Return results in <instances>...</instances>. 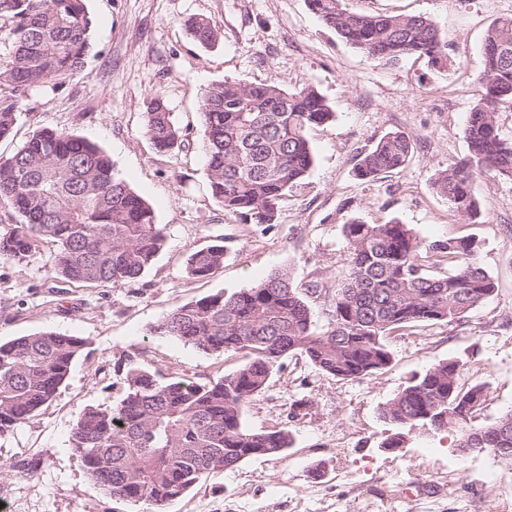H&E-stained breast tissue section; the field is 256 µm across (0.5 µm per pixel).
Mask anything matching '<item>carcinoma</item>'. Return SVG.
Instances as JSON below:
<instances>
[{"label":"carcinoma","mask_w":512,"mask_h":512,"mask_svg":"<svg viewBox=\"0 0 512 512\" xmlns=\"http://www.w3.org/2000/svg\"><path fill=\"white\" fill-rule=\"evenodd\" d=\"M322 24L367 56L397 63L425 57L442 63L445 48L434 21L421 15L362 14L342 0H307ZM196 41L209 45L218 31L206 19H190ZM93 20L85 0H0V35L9 46L0 59V141L12 136L16 107L39 84H62L80 70L91 48ZM479 81L484 97L465 129L468 154L437 172L436 192L457 213L474 218L479 205L473 177L512 176V141L501 137L496 114L512 106V17L497 19L483 42ZM333 117L311 87L289 92L275 82L209 87L201 102L200 132L212 197L224 211L266 229L288 193L314 163L308 131ZM146 134L160 152L185 146L162 96L146 116ZM413 142L402 131L383 135L358 155L363 180L400 171ZM22 222L0 236V253L20 260L40 245L56 247L52 272L68 282L121 286L140 277L166 247V227L153 209L114 171L97 144L64 130L32 133L12 154L0 156V201ZM348 274L332 299L324 332L294 287L288 270L231 294L218 292L171 311L155 328L208 354L243 353L234 372L209 382L163 378L132 366L124 397L108 407H89L77 417L71 445L90 478L114 497L167 512L168 506L212 473L290 447L285 428L254 431L245 407L268 386L290 355L341 380L359 379L389 367L385 338L417 325L458 323L495 291V282L474 258L468 237L431 247L429 263L406 224L391 221L344 225ZM224 246L190 251L187 274L206 278L222 267ZM447 264L452 270L437 274ZM86 341L45 329L0 343V433L12 431L49 402L68 377ZM463 368L444 361L408 384L381 409L396 432L384 447L401 448L416 426L452 429L457 448L493 453L512 462V412L477 426L485 387L461 383Z\"/></svg>","instance_id":"obj_1"}]
</instances>
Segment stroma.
I'll return each instance as SVG.
<instances>
[{"instance_id":"stroma-1","label":"stroma","mask_w":512,"mask_h":512,"mask_svg":"<svg viewBox=\"0 0 512 512\" xmlns=\"http://www.w3.org/2000/svg\"><path fill=\"white\" fill-rule=\"evenodd\" d=\"M357 13L423 15L437 25L447 61L385 63L326 28L307 0H87L93 47L65 83L32 88L18 108L10 154L33 131L63 129L103 148L115 169L152 206L168 238L138 279L121 286L50 277L55 248L19 260L0 254V341L54 329L86 346L50 402L0 435V512H142L95 484L71 447L79 413L124 393L129 366L201 382L236 370L244 354H207L155 333L173 309L231 293L288 270L327 330L330 301L348 272L345 224L409 225L423 248L452 237L476 242L475 258L496 284L457 324L400 330L387 338V370L357 380L328 375L289 356L244 410L256 431L283 427L293 444L204 478L169 512H512V464L457 449L454 432L418 428L403 448L385 450L393 428L380 410L409 379L441 361L463 365L464 383L483 384L476 421L512 411V179L476 177L477 219L453 211L432 186L435 172L467 151L465 127L481 99L482 44L489 26L512 16V0H344ZM209 20L212 47L184 22ZM315 88L334 117L308 132L315 162L264 230L224 212L212 197L200 148L205 90L220 81ZM162 96L188 134L185 148L157 151L146 113ZM413 141L405 167L372 181L354 171L359 153L387 132ZM221 242L224 264L189 277L193 249ZM320 294H312L311 285Z\"/></svg>"}]
</instances>
